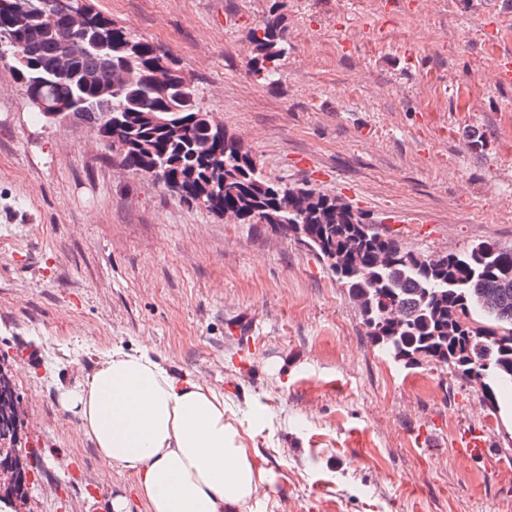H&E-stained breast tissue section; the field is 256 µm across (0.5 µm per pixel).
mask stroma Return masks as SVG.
Here are the masks:
<instances>
[{
    "mask_svg": "<svg viewBox=\"0 0 512 512\" xmlns=\"http://www.w3.org/2000/svg\"><path fill=\"white\" fill-rule=\"evenodd\" d=\"M168 50L202 106L274 182L365 212L436 256L512 245V0H91ZM278 7L276 88L247 36ZM0 60V369L36 464L23 512H100L93 444L61 405L101 350L149 343L175 376L223 392L264 470L242 512H512V387L487 406L449 369L394 363L301 241L228 224L122 169L93 128L47 122ZM489 454L455 453L459 432Z\"/></svg>",
    "mask_w": 512,
    "mask_h": 512,
    "instance_id": "35a3bbf8",
    "label": "stroma"
}]
</instances>
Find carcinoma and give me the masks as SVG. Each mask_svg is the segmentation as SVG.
Returning <instances> with one entry per match:
<instances>
[{
  "mask_svg": "<svg viewBox=\"0 0 512 512\" xmlns=\"http://www.w3.org/2000/svg\"><path fill=\"white\" fill-rule=\"evenodd\" d=\"M43 0H0V45L16 52L25 95L34 92L97 123L106 113L121 125L127 170L178 185L187 204L205 203L220 216L231 209L242 224H267L304 242L360 310L370 343L405 368L446 367L481 387L496 406V389L512 384V245L484 240L437 257L406 250L375 230L349 203L311 188L266 179L243 141L209 129L201 90L161 46L146 41L83 0L89 31L72 33ZM248 74L273 87L287 53L284 18L273 6L248 35ZM69 45L72 71L52 66ZM92 71L102 96L83 88ZM181 125L172 138L155 123Z\"/></svg>",
  "mask_w": 512,
  "mask_h": 512,
  "instance_id": "1",
  "label": "carcinoma"
}]
</instances>
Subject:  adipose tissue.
Wrapping results in <instances>:
<instances>
[{
	"label": "adipose tissue",
	"mask_w": 512,
	"mask_h": 512,
	"mask_svg": "<svg viewBox=\"0 0 512 512\" xmlns=\"http://www.w3.org/2000/svg\"><path fill=\"white\" fill-rule=\"evenodd\" d=\"M107 472L133 476L148 512H241L264 481L224 396L175 377L146 346L116 347L62 396Z\"/></svg>",
	"instance_id": "adipose-tissue-1"
}]
</instances>
